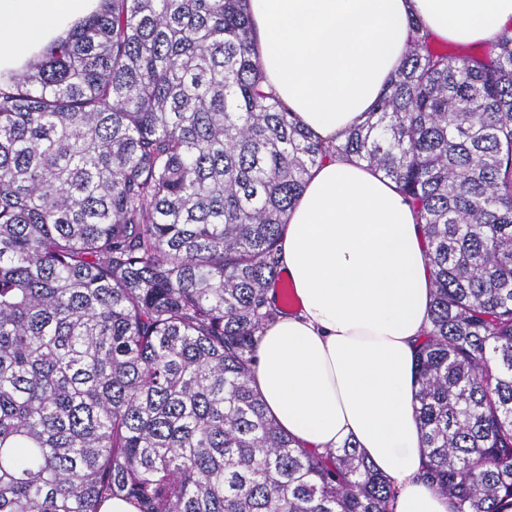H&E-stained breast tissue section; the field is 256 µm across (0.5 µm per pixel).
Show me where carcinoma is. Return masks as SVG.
<instances>
[{"mask_svg":"<svg viewBox=\"0 0 512 512\" xmlns=\"http://www.w3.org/2000/svg\"><path fill=\"white\" fill-rule=\"evenodd\" d=\"M413 28L334 145L265 91L248 0H102L0 73V512H395L355 444L297 446L251 385L331 153L423 225L421 480L453 512L512 505V29L453 55Z\"/></svg>","mask_w":512,"mask_h":512,"instance_id":"cac0c4a2","label":"carcinoma"}]
</instances>
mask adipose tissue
Listing matches in <instances>:
<instances>
[{"label": "adipose tissue", "instance_id": "ef3b65f1", "mask_svg": "<svg viewBox=\"0 0 512 512\" xmlns=\"http://www.w3.org/2000/svg\"><path fill=\"white\" fill-rule=\"evenodd\" d=\"M100 0H0V71L19 69ZM265 85L323 141L361 124L419 21L469 43L512 28V0H250ZM282 268L300 307L262 331L252 384L301 446L359 450L396 484V512H451L419 480L415 345L431 280L411 203L381 172L330 156L287 215Z\"/></svg>", "mask_w": 512, "mask_h": 512}]
</instances>
